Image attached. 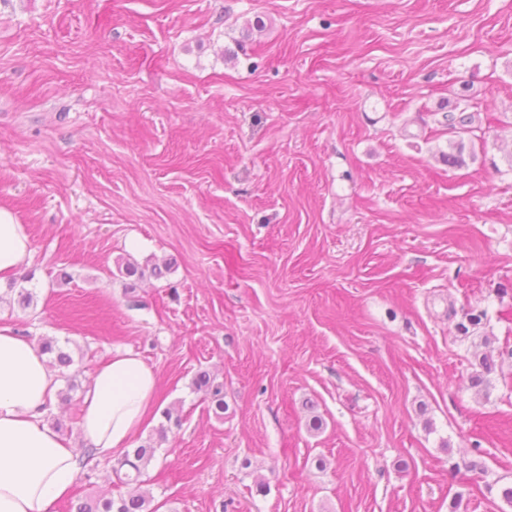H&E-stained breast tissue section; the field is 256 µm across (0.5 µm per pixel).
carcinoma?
<instances>
[{"label": "carcinoma", "instance_id": "obj_1", "mask_svg": "<svg viewBox=\"0 0 512 512\" xmlns=\"http://www.w3.org/2000/svg\"><path fill=\"white\" fill-rule=\"evenodd\" d=\"M41 352L52 354V364L59 367H67L72 362L69 352L57 345L53 339L46 338L41 345ZM194 385L196 390L204 393L214 411L224 410V386L214 383L211 377L205 373L197 374ZM156 448L152 445H142L132 450H125L124 457L120 462V468L115 470L119 483L123 485H134L136 491L128 496H121L117 499L98 500L96 502H83L77 505L76 512H153L149 508L150 500L139 488L143 483L147 466L155 457Z\"/></svg>", "mask_w": 512, "mask_h": 512}]
</instances>
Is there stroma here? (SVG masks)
<instances>
[{
	"instance_id": "obj_1",
	"label": "stroma",
	"mask_w": 512,
	"mask_h": 512,
	"mask_svg": "<svg viewBox=\"0 0 512 512\" xmlns=\"http://www.w3.org/2000/svg\"><path fill=\"white\" fill-rule=\"evenodd\" d=\"M1 205L0 323L81 349L63 436L156 372L157 512H512V0H0ZM32 257V243L24 224L13 211L0 207V281L20 267L30 265ZM194 385L197 391H202L209 400L215 413L224 411V386L223 384H214V380L206 372L197 374Z\"/></svg>"
}]
</instances>
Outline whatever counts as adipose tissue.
I'll list each match as a JSON object with an SVG mask.
<instances>
[{"label": "adipose tissue", "mask_w": 512, "mask_h": 512, "mask_svg": "<svg viewBox=\"0 0 512 512\" xmlns=\"http://www.w3.org/2000/svg\"><path fill=\"white\" fill-rule=\"evenodd\" d=\"M23 224L0 207V275L30 264ZM59 379L29 339L0 324V512H48L78 475L74 448L48 423ZM155 371L137 354L118 353L99 367L82 401V440L106 458L131 447L157 393Z\"/></svg>", "instance_id": "ef3b65f1"}]
</instances>
